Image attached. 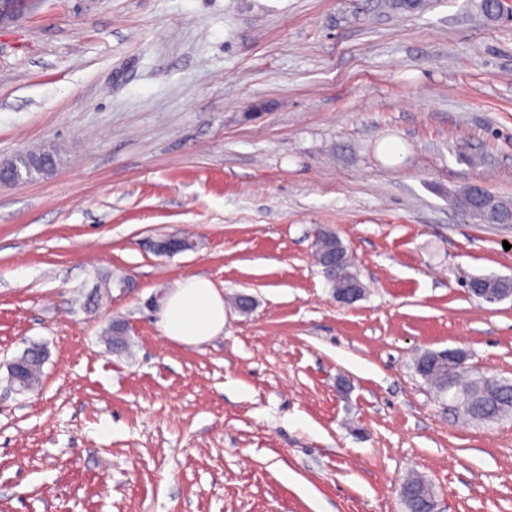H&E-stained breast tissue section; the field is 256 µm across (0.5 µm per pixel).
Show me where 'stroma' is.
<instances>
[{"label":"stroma","instance_id":"1","mask_svg":"<svg viewBox=\"0 0 512 512\" xmlns=\"http://www.w3.org/2000/svg\"><path fill=\"white\" fill-rule=\"evenodd\" d=\"M478 2L34 0L0 27V161L63 151L0 186V512H405L412 473L439 512H512V418L465 422L413 369L460 348L512 381V297L465 288L512 278V224L448 203L512 201V22ZM177 231L194 250L148 248ZM196 275L226 320L186 345L146 302ZM41 152L42 151H30L13 157L11 159V169L14 174L19 173L27 180H33L53 172L55 169H51V167H57L59 164L60 153L58 151L53 152L51 163L44 165L37 160L38 154ZM316 255L319 265L322 267L323 273L331 288L336 290L333 292L336 301L350 305L359 300L364 294V286L357 279L347 283L343 287H337L336 276L333 273H328L325 266L320 262L324 257H338L339 268L338 272L343 278H352L356 272L352 258L347 252L346 247L332 232H319L316 239ZM473 279H477L480 281L482 288H471L472 297L482 301L483 299L486 302L491 303L492 301H488L485 299V295H487L485 288H490L492 291L497 292L499 294H507L510 295L512 291V279L499 277V276H477ZM483 302V301H482Z\"/></svg>","mask_w":512,"mask_h":512}]
</instances>
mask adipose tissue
Instances as JSON below:
<instances>
[{
  "label": "adipose tissue",
  "instance_id": "obj_1",
  "mask_svg": "<svg viewBox=\"0 0 512 512\" xmlns=\"http://www.w3.org/2000/svg\"><path fill=\"white\" fill-rule=\"evenodd\" d=\"M224 298L212 282L191 276L178 281L159 312L161 330L168 339L198 344L224 328Z\"/></svg>",
  "mask_w": 512,
  "mask_h": 512
}]
</instances>
